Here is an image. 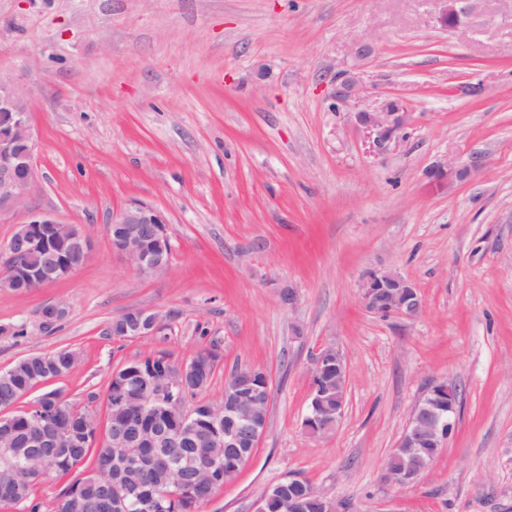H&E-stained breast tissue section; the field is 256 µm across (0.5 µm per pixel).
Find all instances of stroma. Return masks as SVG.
<instances>
[{"label": "stroma", "instance_id": "1", "mask_svg": "<svg viewBox=\"0 0 512 512\" xmlns=\"http://www.w3.org/2000/svg\"><path fill=\"white\" fill-rule=\"evenodd\" d=\"M438 8L0 0V69L21 74L37 140L36 191L0 220V242L33 213L91 239L71 276L0 287V370L61 348L78 357L21 407L56 391L102 416L117 367L213 347L205 398L220 399L235 369L258 368L270 405L259 448L202 512H256L289 476L356 512H512V17L459 36L440 29ZM341 73L362 93L339 106ZM392 97L408 125L379 155L352 114ZM474 153L486 159L478 173L428 179ZM132 200L168 217L164 275L142 276L112 249L107 226ZM371 268L413 281L421 314L370 312L358 281ZM56 302L65 321L41 328ZM131 308L162 315L159 331L107 335ZM326 346L345 357L347 405L315 438L302 421ZM438 382L460 394L457 427L416 484L388 488V456Z\"/></svg>", "mask_w": 512, "mask_h": 512}]
</instances>
